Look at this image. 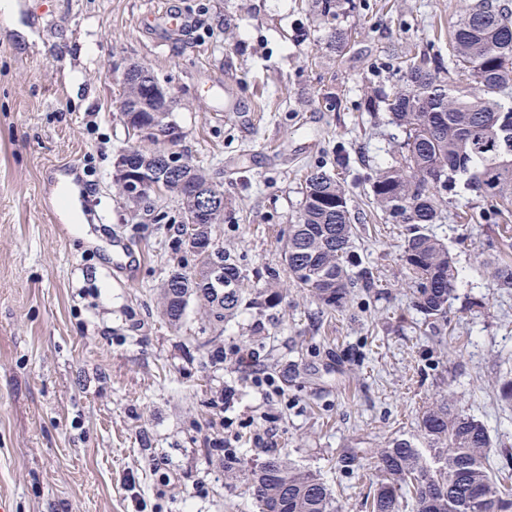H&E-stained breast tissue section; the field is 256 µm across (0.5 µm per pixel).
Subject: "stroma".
Segmentation results:
<instances>
[{
    "label": "stroma",
    "instance_id": "stroma-1",
    "mask_svg": "<svg viewBox=\"0 0 512 512\" xmlns=\"http://www.w3.org/2000/svg\"><path fill=\"white\" fill-rule=\"evenodd\" d=\"M0 20V501L9 512H258L247 474L268 454L318 475L338 512H369L371 460L346 448L420 442L427 406L448 402L481 421L491 464L512 454V212L482 219L459 189L430 231L458 274L448 320L413 307L405 227L371 192L401 129L367 110L365 89L404 84L398 59L447 54L466 0H340L334 24L313 0H10ZM176 9L190 31L162 36L149 17ZM344 29L341 52L330 26ZM149 68L167 89L180 152L224 189L214 247L236 256L246 296L284 290L273 308L242 306L223 325L190 301L170 325L159 289L194 261L180 206L136 202L113 183L130 137L114 67ZM338 178L356 225L354 252L377 288L330 309L293 285L282 245L314 167ZM78 167L84 213L100 215L96 246L62 236L44 209L42 176ZM120 233L140 252L137 277L108 272L101 245ZM251 354L272 384L257 388L228 354ZM232 399H225L226 388ZM239 470L224 471L214 438L234 432ZM263 434L264 443L253 440Z\"/></svg>",
    "mask_w": 512,
    "mask_h": 512
}]
</instances>
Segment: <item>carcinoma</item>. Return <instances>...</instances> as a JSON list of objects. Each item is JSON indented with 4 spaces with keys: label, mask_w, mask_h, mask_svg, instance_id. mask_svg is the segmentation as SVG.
<instances>
[{
    "label": "carcinoma",
    "mask_w": 512,
    "mask_h": 512,
    "mask_svg": "<svg viewBox=\"0 0 512 512\" xmlns=\"http://www.w3.org/2000/svg\"><path fill=\"white\" fill-rule=\"evenodd\" d=\"M512 30L509 0H472L450 33L451 58H409L405 85L393 95L365 94L368 108L383 110L405 133L391 162L372 182L374 201L395 224L406 226L404 262L411 273L416 310L436 322L448 318L457 271L448 248L429 235L439 207L449 203L458 183L499 213L512 206ZM467 76L456 82L454 72ZM120 112L127 130L143 142H155L164 127L159 116L170 110L155 76H129L120 92ZM115 185L135 175L143 196L169 195L180 202V236L196 257L195 273L173 272L163 286L164 313L177 324L188 302L196 298L209 308L212 323L234 316L244 298L236 257L211 245V224L224 216V190L189 163L168 168L160 150L135 146L128 165L116 163ZM205 196L212 197V223L197 224L186 234L187 221ZM354 225L347 194L338 178L319 168L307 176L302 208L290 225L283 246L284 262L294 283L331 308L342 307L352 288L376 287L377 276L351 251ZM276 291L255 293L249 304L271 308ZM420 437L430 449L425 457L408 439L388 447L352 448L340 456L375 459L378 481L370 512H399L400 500H412L414 512H512V488L501 484L489 463L491 437L485 426L451 404L426 408ZM250 496L260 512H336L328 486L316 475L270 454L251 473Z\"/></svg>",
    "instance_id": "obj_1"
}]
</instances>
